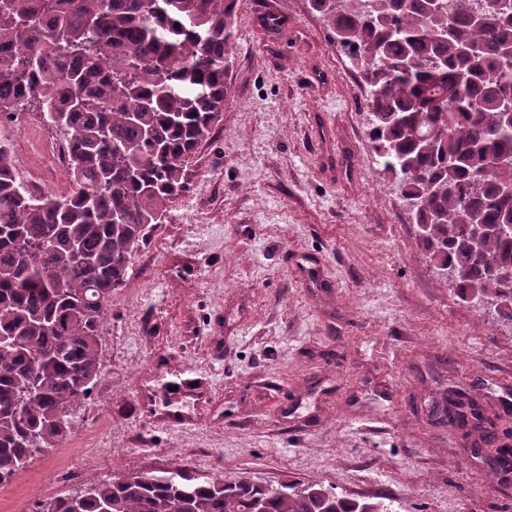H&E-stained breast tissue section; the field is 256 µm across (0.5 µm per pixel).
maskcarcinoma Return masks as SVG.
Wrapping results in <instances>:
<instances>
[{
	"label": "carcinoma",
	"mask_w": 512,
	"mask_h": 512,
	"mask_svg": "<svg viewBox=\"0 0 512 512\" xmlns=\"http://www.w3.org/2000/svg\"><path fill=\"white\" fill-rule=\"evenodd\" d=\"M239 0H0V114L34 104L71 144L70 191L34 194L0 141V485L69 435L101 377V330L146 230L224 119ZM368 86L369 138L462 300L512 323V0H310ZM503 159L509 165L491 167ZM450 423L479 442L473 401ZM32 512H394L315 484L103 480Z\"/></svg>",
	"instance_id": "obj_1"
}]
</instances>
